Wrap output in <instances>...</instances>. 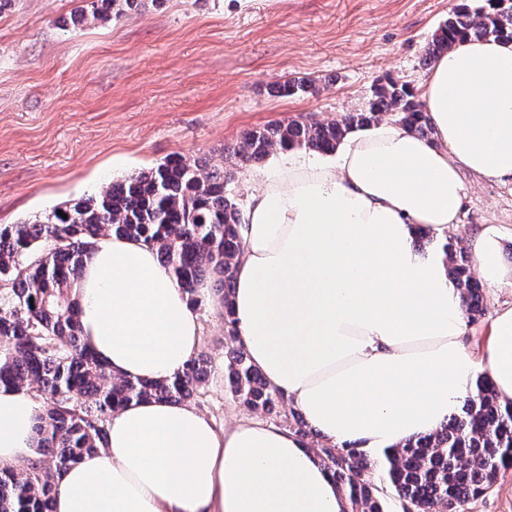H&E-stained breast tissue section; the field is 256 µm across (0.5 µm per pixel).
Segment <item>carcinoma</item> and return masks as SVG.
<instances>
[{"instance_id": "1", "label": "carcinoma", "mask_w": 512, "mask_h": 512, "mask_svg": "<svg viewBox=\"0 0 512 512\" xmlns=\"http://www.w3.org/2000/svg\"><path fill=\"white\" fill-rule=\"evenodd\" d=\"M458 8L426 51L433 62L459 40L473 36L512 41V4ZM142 0H90L74 23L110 21L138 10ZM318 80L290 78L278 84L284 97L315 94ZM422 137L432 127L414 88L391 79L375 86L365 107L328 120H290L248 131L220 163L173 156L116 183L97 196L79 199L58 215L0 225V386L27 387L43 405L36 457L26 468L0 467V512H53L62 473L85 454L104 447L112 414L133 402H182L205 380L206 360L192 357L169 380L116 378L81 340L73 297L84 254L113 234L157 247L176 283L197 301L199 284L214 279L224 301V381L252 412L288 410L289 428L305 437L306 424L285 397L248 360L236 337L229 304L234 270L242 253L243 213L226 186L237 167L260 162L275 151L302 147L331 153L344 136L368 128L384 115ZM451 274L467 319L484 314L483 295L464 250L445 245ZM348 502V512H386L378 482H387L403 512H465L500 472L512 467V403L500 402L490 379H477L459 414L439 430L384 450L372 458L353 446L313 442Z\"/></svg>"}]
</instances>
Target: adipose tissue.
I'll return each instance as SVG.
<instances>
[{
  "label": "adipose tissue",
  "instance_id": "obj_1",
  "mask_svg": "<svg viewBox=\"0 0 512 512\" xmlns=\"http://www.w3.org/2000/svg\"><path fill=\"white\" fill-rule=\"evenodd\" d=\"M431 138L387 124L347 135L330 160L287 150L252 195L229 302L251 363L319 439L370 453L432 433L486 372L512 400V305L480 355L444 250L462 171L512 180V43L467 39L419 94ZM439 246L422 254L418 230ZM480 277L512 287L492 224L466 240ZM84 343L114 376L170 379L199 348L201 313L156 249L113 235L77 281ZM43 407L0 387V465L33 458ZM104 448L62 474L54 512H345L326 467L294 431L251 418L217 429L164 400L114 413Z\"/></svg>",
  "mask_w": 512,
  "mask_h": 512
}]
</instances>
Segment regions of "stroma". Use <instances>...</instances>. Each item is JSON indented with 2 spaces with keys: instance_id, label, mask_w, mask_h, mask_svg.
<instances>
[{
  "instance_id": "obj_1",
  "label": "stroma",
  "mask_w": 512,
  "mask_h": 512,
  "mask_svg": "<svg viewBox=\"0 0 512 512\" xmlns=\"http://www.w3.org/2000/svg\"><path fill=\"white\" fill-rule=\"evenodd\" d=\"M481 0H143L73 26L81 0H12L0 10V224L44 217L175 155L219 160L243 134L362 109L386 77L420 87L426 50L460 5ZM309 77L315 96L271 84ZM279 157L239 167L247 208ZM455 239L485 224L512 249V183L462 172ZM210 359L191 398L216 426L247 416L224 388V316L201 306Z\"/></svg>"
}]
</instances>
